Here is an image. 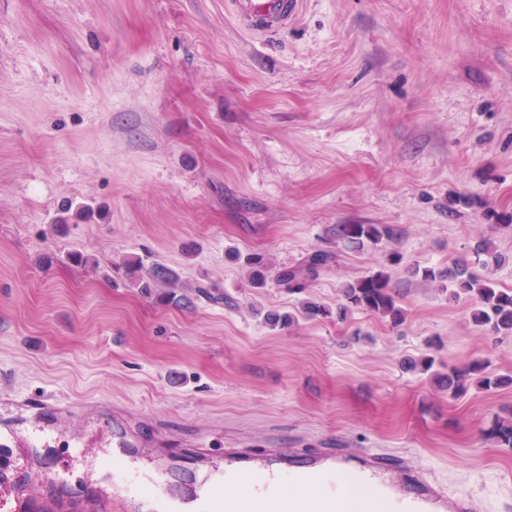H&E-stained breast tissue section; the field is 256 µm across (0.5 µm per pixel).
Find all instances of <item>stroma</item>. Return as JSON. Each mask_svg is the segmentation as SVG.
Listing matches in <instances>:
<instances>
[{"mask_svg": "<svg viewBox=\"0 0 512 512\" xmlns=\"http://www.w3.org/2000/svg\"><path fill=\"white\" fill-rule=\"evenodd\" d=\"M224 2L0 0V396L91 399L64 429L125 424L163 467L371 448L512 512V448L488 435L512 387L454 396L402 367L512 375V337L417 274L485 236L512 290V0H303L266 41ZM340 224L401 234L349 248ZM318 250L334 260L302 293L276 280ZM137 255L200 287L193 307L124 285ZM378 271L400 325L264 322Z\"/></svg>", "mask_w": 512, "mask_h": 512, "instance_id": "1", "label": "stroma"}]
</instances>
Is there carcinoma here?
I'll list each match as a JSON object with an SVG mask.
<instances>
[{
	"label": "carcinoma",
	"instance_id": "obj_1",
	"mask_svg": "<svg viewBox=\"0 0 512 512\" xmlns=\"http://www.w3.org/2000/svg\"><path fill=\"white\" fill-rule=\"evenodd\" d=\"M398 234V229L386 224H339L336 227V238L356 246L366 241L376 243L384 238L391 240ZM473 253L485 257L482 261L484 268L491 263L498 266L506 262V256L497 252L494 242L489 238L479 239L473 247ZM332 259L331 253L316 251L309 256L305 265L279 272L277 280L286 285L288 290L300 292L307 287V281L318 269L328 265ZM247 264L250 266L252 287H264L267 271L262 258L250 257ZM127 276L133 287L145 295L156 296L164 304L178 308L193 305L192 297L181 291L185 284L179 273L164 264L155 262L147 268L143 259L136 257L127 263ZM421 277L443 285L444 291L452 299H459L463 295L476 297L478 307L472 311L473 321L487 327L494 335H512V290L497 288L486 274L478 272L467 259H457L444 268L425 267L421 270ZM357 310L388 318L395 325L405 319L404 309L391 286L390 276L382 271L347 285L342 290L341 302L337 304L336 311L307 301L302 307V315L307 319L334 315L336 320L343 321ZM293 320L295 315L288 312L270 310L265 314L266 324L273 329L284 327ZM435 380L439 387L453 394L466 390L474 382L487 390L512 386V376L492 375L486 372V366L481 361H473L462 367L450 366L448 372L436 374ZM490 435L501 444L512 447V411L504 416H496Z\"/></svg>",
	"mask_w": 512,
	"mask_h": 512
}]
</instances>
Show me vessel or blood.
<instances>
[{"label":"vessel or blood","mask_w":512,"mask_h":512,"mask_svg":"<svg viewBox=\"0 0 512 512\" xmlns=\"http://www.w3.org/2000/svg\"><path fill=\"white\" fill-rule=\"evenodd\" d=\"M238 25L246 32L265 36L287 31L297 18L302 0H227ZM34 410L47 418L55 412L80 415L79 404L57 399L33 402ZM67 446L72 457L93 464L113 459L104 477L112 491L100 498L83 494L80 480L51 470L29 475L31 463L42 451ZM0 446L21 448L22 461L0 465V512H27L33 498L52 494V512H238L239 505L223 500L220 489L244 475L257 473L255 492L265 512H279L282 477L297 485L312 481L328 493H335V477L352 480L370 492L382 512H472V498L461 493L448 495L438 484L416 473L405 472L401 458L359 449L348 455L339 448H267L255 453L240 448L224 452L222 471L206 477L172 468L145 470L142 480H129L119 463L136 456L135 443L127 433L113 432L95 441L74 439L50 423L37 432L13 428L0 430Z\"/></svg>","instance_id":"obj_1"}]
</instances>
